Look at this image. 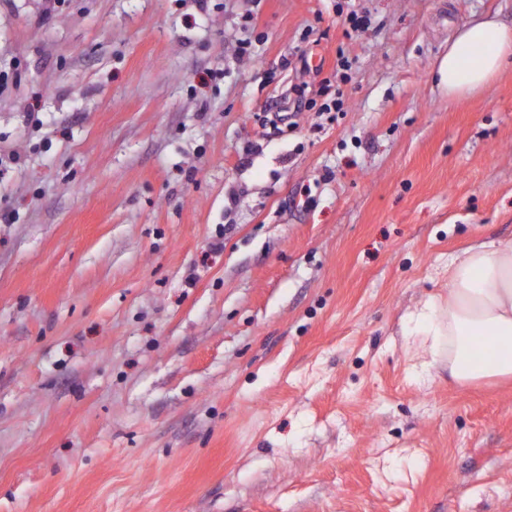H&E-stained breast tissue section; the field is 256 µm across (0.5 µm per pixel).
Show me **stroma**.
I'll return each instance as SVG.
<instances>
[{"instance_id":"35a3bbf8","label":"stroma","mask_w":512,"mask_h":512,"mask_svg":"<svg viewBox=\"0 0 512 512\" xmlns=\"http://www.w3.org/2000/svg\"><path fill=\"white\" fill-rule=\"evenodd\" d=\"M486 16L0 0V512H512V380L423 374L410 319L512 239V65L434 79Z\"/></svg>"}]
</instances>
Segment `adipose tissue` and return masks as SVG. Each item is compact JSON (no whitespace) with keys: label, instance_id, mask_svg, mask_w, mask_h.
Masks as SVG:
<instances>
[{"label":"adipose tissue","instance_id":"adipose-tissue-1","mask_svg":"<svg viewBox=\"0 0 512 512\" xmlns=\"http://www.w3.org/2000/svg\"><path fill=\"white\" fill-rule=\"evenodd\" d=\"M512 58V27L494 18L465 23L440 59L436 75L449 97L480 92ZM426 337L423 369L448 364L458 386L512 379V241L490 239L448 258V295L428 297L414 312Z\"/></svg>","mask_w":512,"mask_h":512}]
</instances>
